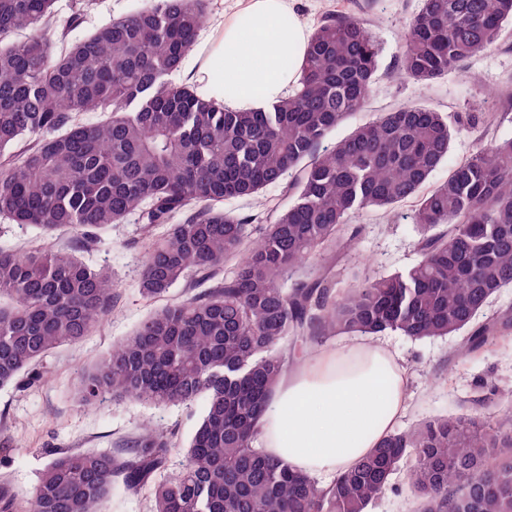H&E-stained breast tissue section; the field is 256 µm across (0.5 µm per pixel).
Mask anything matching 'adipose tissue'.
<instances>
[{
  "instance_id": "adipose-tissue-1",
  "label": "adipose tissue",
  "mask_w": 512,
  "mask_h": 512,
  "mask_svg": "<svg viewBox=\"0 0 512 512\" xmlns=\"http://www.w3.org/2000/svg\"><path fill=\"white\" fill-rule=\"evenodd\" d=\"M310 32L291 0H246L220 15L180 79L226 109L252 112L287 97L301 78ZM407 368L362 339L300 358L273 390L259 446L314 479L347 471L377 448L405 409Z\"/></svg>"
}]
</instances>
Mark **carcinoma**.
Instances as JSON below:
<instances>
[{
  "label": "carcinoma",
  "mask_w": 512,
  "mask_h": 512,
  "mask_svg": "<svg viewBox=\"0 0 512 512\" xmlns=\"http://www.w3.org/2000/svg\"><path fill=\"white\" fill-rule=\"evenodd\" d=\"M53 4L0 0V213L40 238L26 253L0 248V388L26 382L112 308L111 275L54 249L56 232L94 236L130 214L167 225L143 256L149 299L237 263L144 319L76 390L85 406L204 401L181 469L158 477L177 444L147 427L126 458L51 453L29 492L0 483V512H105L119 479L148 489L153 512H368L397 474L418 512H512V412L502 409L512 393L495 385L480 413L393 432L323 487L255 447L288 360L328 336L459 333L461 364L512 338L511 311L484 315L512 288V139H479L425 192L451 140L433 108L395 107L323 145L373 91L379 47L361 20L324 17L296 91L263 111L232 112L166 80L194 46L204 0H150L75 40L68 33L95 0H79L63 23ZM511 32L512 0H424L405 28L399 71L436 80ZM87 112L101 119L89 124ZM287 176L296 200L266 224L221 207ZM409 199L418 261L337 289L336 267L361 232L353 215Z\"/></svg>",
  "instance_id": "1"
}]
</instances>
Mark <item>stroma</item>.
<instances>
[{
	"label": "stroma",
	"instance_id": "stroma-1",
	"mask_svg": "<svg viewBox=\"0 0 512 512\" xmlns=\"http://www.w3.org/2000/svg\"><path fill=\"white\" fill-rule=\"evenodd\" d=\"M146 2L96 0L72 36L84 37ZM420 5V0H297L296 9L309 27H316L328 14L348 13L368 24L380 47V69L368 104L336 127L328 135L327 145L344 139L356 126L380 113L406 103H421L452 117L489 110L495 115L489 136L512 138V101L499 95L504 87L512 88V38L487 54L470 58L461 69L449 71L430 85H421L397 67L406 22ZM291 203L287 186L281 183L267 187L261 199L232 198L225 200L223 208L242 217H264L269 211L287 209ZM412 209L408 201L389 214L371 210L354 216L361 234L357 257L342 273L344 282L356 276L402 271L417 261ZM151 235V229L134 217L108 227L93 240L70 231L56 234L55 248L71 251L89 265L111 268L117 283L114 303L92 336L61 346L46 358L42 365L45 380L0 389V443L9 447L8 454H0V480H7L18 490H29L48 461L47 449L121 448L147 424L175 431L181 441L190 437L202 413V403L154 407L126 398L83 407L75 398L81 371L162 305L163 301L146 299L140 292L142 255ZM383 340L403 358L410 374L409 398L397 429L405 430L438 416L478 411L482 381L512 388V342L458 365L451 359L457 337L413 341L387 333Z\"/></svg>",
	"mask_w": 512,
	"mask_h": 512
}]
</instances>
